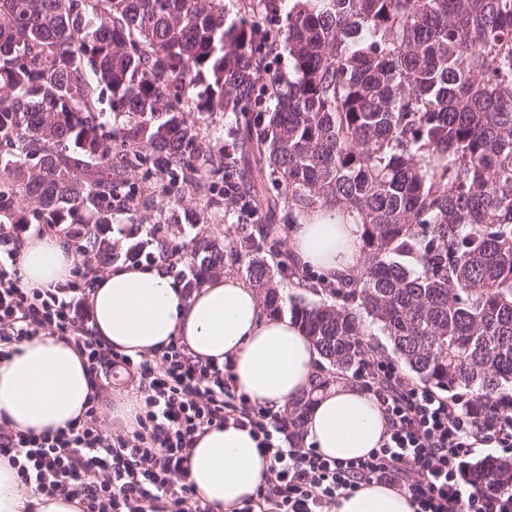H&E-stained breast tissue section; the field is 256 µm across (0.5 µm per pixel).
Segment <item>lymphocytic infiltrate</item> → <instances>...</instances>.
<instances>
[{
	"label": "lymphocytic infiltrate",
	"instance_id": "obj_1",
	"mask_svg": "<svg viewBox=\"0 0 512 512\" xmlns=\"http://www.w3.org/2000/svg\"><path fill=\"white\" fill-rule=\"evenodd\" d=\"M18 243L0 226V344L45 329L72 336L92 379L123 366L141 405L130 432L108 430L92 405L52 435L0 422V456L33 492L77 498L80 512H207L189 480L188 454L198 435L231 423L249 428L270 459L256 497L234 512H329L364 482L409 495L414 512H512V487L475 490L462 470L481 445L512 455V420L496 403L475 416L381 362L374 395L388 429L379 448L338 462L311 447H283L280 427L238 393L229 366L196 360L175 340L162 354L132 358L104 346L61 293L22 288L11 267Z\"/></svg>",
	"mask_w": 512,
	"mask_h": 512
}]
</instances>
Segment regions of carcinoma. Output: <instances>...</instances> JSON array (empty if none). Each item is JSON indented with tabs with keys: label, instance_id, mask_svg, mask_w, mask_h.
I'll list each match as a JSON object with an SVG mask.
<instances>
[{
	"label": "carcinoma",
	"instance_id": "1",
	"mask_svg": "<svg viewBox=\"0 0 512 512\" xmlns=\"http://www.w3.org/2000/svg\"><path fill=\"white\" fill-rule=\"evenodd\" d=\"M0 0V225L68 229L112 262L113 215L203 179L207 204L261 217L201 237L188 287L244 263L263 310L289 312L320 361L286 410L299 440L317 394L387 337L414 378L481 415H512V0ZM285 50L290 72H270ZM235 123L203 148L197 120ZM361 224L363 268L336 284L278 260L281 225L317 207ZM512 485V458L466 467Z\"/></svg>",
	"mask_w": 512,
	"mask_h": 512
}]
</instances>
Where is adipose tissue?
<instances>
[{"label":"adipose tissue","instance_id":"adipose-tissue-1","mask_svg":"<svg viewBox=\"0 0 512 512\" xmlns=\"http://www.w3.org/2000/svg\"><path fill=\"white\" fill-rule=\"evenodd\" d=\"M355 213L318 208L288 228L292 261L330 280L363 266ZM77 256L51 232L19 246L24 288L68 287ZM95 336L130 356L149 355L179 339L192 356L229 364L239 391L278 414L307 392L320 356L299 325L265 313L254 288L233 276L205 282L185 294L161 265L117 266L92 279L86 296ZM96 393L84 356L67 336L39 333L0 359V421L24 434H52L83 417ZM388 422L372 393L348 383L319 393L304 424L305 441L330 459L347 461L380 447ZM269 460L248 429L210 428L188 458L196 497L209 512H233L255 495ZM0 512H79L65 495L28 491L0 457ZM331 512H414L410 498L383 484H364L337 497Z\"/></svg>","mask_w":512,"mask_h":512}]
</instances>
